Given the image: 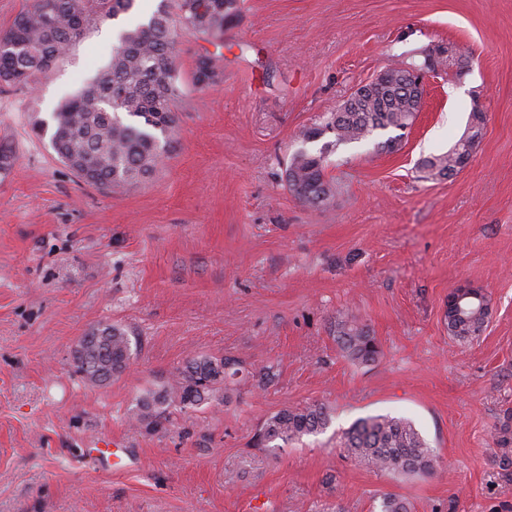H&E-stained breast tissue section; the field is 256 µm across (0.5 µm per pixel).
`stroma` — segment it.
<instances>
[{
  "instance_id": "35a3bbf8",
  "label": "stroma",
  "mask_w": 512,
  "mask_h": 512,
  "mask_svg": "<svg viewBox=\"0 0 512 512\" xmlns=\"http://www.w3.org/2000/svg\"><path fill=\"white\" fill-rule=\"evenodd\" d=\"M112 20L27 87L0 85V512H512V0H243L224 31V77L198 89L207 41L177 39L179 142L150 181L85 185L35 134L107 61ZM464 74L426 83L398 150L341 146L315 209L285 186L301 131L395 63L440 44ZM486 119L468 164L428 178L423 159ZM490 298L487 326L449 336L448 294ZM381 353L348 359L336 322ZM132 339L104 384L74 362L85 333ZM234 374L158 431L132 414L192 358ZM323 403V432L276 453L253 436L289 406ZM410 419L434 471L392 480L338 446L356 420ZM111 441L130 458L100 462Z\"/></svg>"
}]
</instances>
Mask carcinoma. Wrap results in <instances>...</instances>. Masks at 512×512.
Here are the masks:
<instances>
[{
	"mask_svg": "<svg viewBox=\"0 0 512 512\" xmlns=\"http://www.w3.org/2000/svg\"><path fill=\"white\" fill-rule=\"evenodd\" d=\"M135 0H30L0 32V74L13 86H28L33 77L51 67L43 58L63 60L70 49L98 22L130 11ZM52 6L51 22L44 7ZM242 9L241 0H161L148 20L128 29L112 48L109 60L65 97L34 130L48 137L57 158L86 185L123 192L155 175L178 141L176 100L177 32L220 39L230 17ZM224 73L223 55L208 54V63L195 65L194 81L208 87L204 72ZM403 70L387 68L384 82L351 104L348 112H332L318 127L301 132L313 142L330 132L335 145L361 144L390 133L377 147L393 151L398 132L410 125L414 97L403 90ZM475 138H461L448 152L424 160L431 176L451 177L458 164L472 156ZM326 155L305 148L292 154L285 168L288 190L303 204L323 208L336 194V184L325 174ZM489 310L470 307L448 316V332L461 341L481 335ZM337 342L345 355L372 362L380 354L375 337L352 321L336 324ZM83 374L103 383L129 365L132 342L127 332L112 324L94 328L79 341ZM228 362L198 357L177 370L170 383L147 391L137 402L135 422L157 430L169 422V409L201 404L225 385ZM330 408L323 403L286 407L267 418L257 430L256 444L279 448L317 434L329 425ZM339 447L346 457L391 476L427 475L436 458L414 424L400 416L376 415L357 420L343 432ZM379 512H410L394 494L379 497Z\"/></svg>",
	"mask_w": 512,
	"mask_h": 512,
	"instance_id": "carcinoma-1",
	"label": "carcinoma"
}]
</instances>
